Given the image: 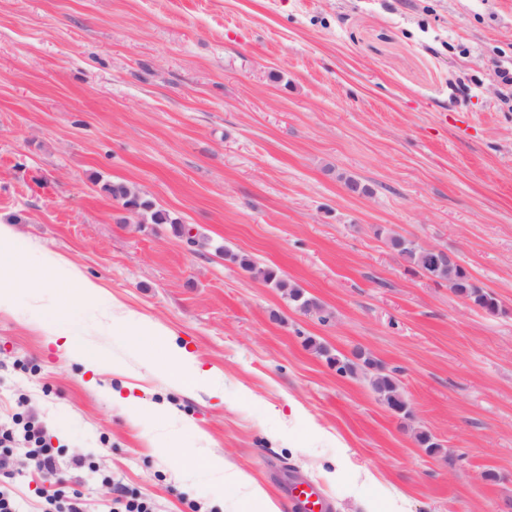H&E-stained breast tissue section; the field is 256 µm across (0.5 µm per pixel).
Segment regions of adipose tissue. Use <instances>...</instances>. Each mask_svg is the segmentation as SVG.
I'll use <instances>...</instances> for the list:
<instances>
[{
    "label": "adipose tissue",
    "instance_id": "1",
    "mask_svg": "<svg viewBox=\"0 0 512 512\" xmlns=\"http://www.w3.org/2000/svg\"><path fill=\"white\" fill-rule=\"evenodd\" d=\"M56 287L67 288L91 303L100 300L104 293L75 263L48 250L28 249L15 225L0 221V311L13 308L19 290H29L32 299L38 300L43 289ZM112 330L134 345L145 339L156 342L169 367L167 378L178 391L203 390L215 397L222 396L223 390L213 372L202 369L197 357L176 343L164 326L143 315L119 312L112 316ZM209 464L220 483L244 488L259 512H279L260 486L223 457L210 456Z\"/></svg>",
    "mask_w": 512,
    "mask_h": 512
}]
</instances>
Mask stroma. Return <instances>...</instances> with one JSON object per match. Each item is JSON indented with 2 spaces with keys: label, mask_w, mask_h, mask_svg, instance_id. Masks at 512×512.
<instances>
[{
  "label": "stroma",
  "mask_w": 512,
  "mask_h": 512,
  "mask_svg": "<svg viewBox=\"0 0 512 512\" xmlns=\"http://www.w3.org/2000/svg\"><path fill=\"white\" fill-rule=\"evenodd\" d=\"M504 68L512 0H0V220L108 292L89 305L59 288L39 307L22 293L0 311V414L40 421L93 503L119 482L154 512H254L243 490L216 492L212 452L275 500L280 470L316 483L333 512H384L395 496L406 512H512ZM113 183L170 223L126 210ZM388 229L457 254L504 313L411 273ZM115 300L173 330L221 373L223 396L172 391L143 348L104 333ZM52 325L80 331L98 373L63 356ZM310 338L371 354L410 416L337 374ZM116 364L138 402L188 424L130 421L110 395ZM270 272L268 273V277L263 281L266 284L273 285L275 288H278L283 292V294H288L289 297L294 301H301V304H311V308L313 311H315L317 314L321 315V319L326 318L322 314L325 313V310L312 298H308L305 296V293L301 288H298L294 284H291L287 282L286 280L282 279L281 276L278 274V272L270 268ZM304 298H303V293Z\"/></svg>",
  "instance_id": "1"
}]
</instances>
